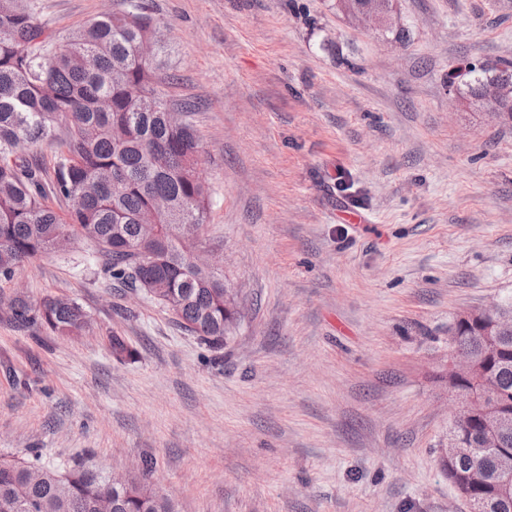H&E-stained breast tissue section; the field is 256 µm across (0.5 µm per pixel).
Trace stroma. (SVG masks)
Wrapping results in <instances>:
<instances>
[{"mask_svg": "<svg viewBox=\"0 0 512 512\" xmlns=\"http://www.w3.org/2000/svg\"><path fill=\"white\" fill-rule=\"evenodd\" d=\"M141 2L194 106L203 239L243 317L213 350L90 244L33 259L0 300L72 299L92 327L0 311V454L149 459L177 512H469L442 464L448 325L512 295V127L448 72L512 61V0H396L400 42L336 0ZM30 3L59 35L123 7Z\"/></svg>", "mask_w": 512, "mask_h": 512, "instance_id": "stroma-1", "label": "stroma"}]
</instances>
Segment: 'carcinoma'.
Listing matches in <instances>:
<instances>
[{"instance_id": "1", "label": "carcinoma", "mask_w": 512, "mask_h": 512, "mask_svg": "<svg viewBox=\"0 0 512 512\" xmlns=\"http://www.w3.org/2000/svg\"><path fill=\"white\" fill-rule=\"evenodd\" d=\"M140 0L106 12L65 36L45 30L24 0H0V283L11 282L33 259L63 251L72 241L92 244L113 280L145 292L183 330L212 348L233 334L224 310V274H202L190 256L202 240L214 190L198 172L200 142L194 127L169 112L158 73L166 46ZM512 82V63L474 65L457 89L482 106L488 86ZM67 138L54 156V178L20 151L53 137ZM68 204L60 216L49 198ZM22 328L80 336L91 319L76 302L46 295L16 296L5 307ZM112 358L136 359L116 333ZM462 349L480 364L479 376L512 411V337L497 344L477 323L458 322L448 349ZM482 420L466 436L474 448L451 464L470 480L456 487L481 512H512V431L501 445L479 440ZM104 498L112 512H176L167 497L132 479L108 484L91 458L47 466L41 455H0V512H96Z\"/></svg>"}]
</instances>
